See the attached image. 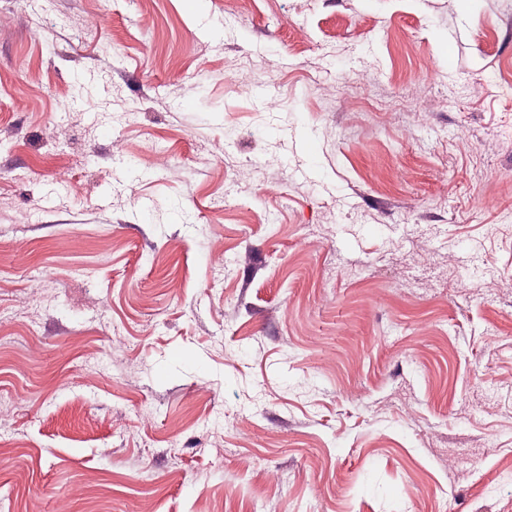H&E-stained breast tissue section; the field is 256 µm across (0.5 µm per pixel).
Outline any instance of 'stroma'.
Segmentation results:
<instances>
[{
  "label": "stroma",
  "instance_id": "1",
  "mask_svg": "<svg viewBox=\"0 0 512 512\" xmlns=\"http://www.w3.org/2000/svg\"><path fill=\"white\" fill-rule=\"evenodd\" d=\"M39 7L0 0V512H512V0Z\"/></svg>",
  "mask_w": 512,
  "mask_h": 512
}]
</instances>
